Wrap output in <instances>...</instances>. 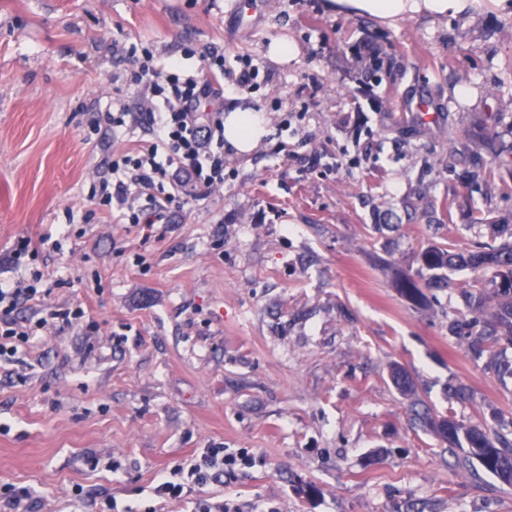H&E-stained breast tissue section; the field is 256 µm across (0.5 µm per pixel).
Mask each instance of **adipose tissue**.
Returning <instances> with one entry per match:
<instances>
[{
	"label": "adipose tissue",
	"instance_id": "adipose-tissue-1",
	"mask_svg": "<svg viewBox=\"0 0 512 512\" xmlns=\"http://www.w3.org/2000/svg\"><path fill=\"white\" fill-rule=\"evenodd\" d=\"M477 0H330L349 16H370L385 23L416 15L442 16L475 7ZM266 122L257 112L236 109L224 116V139L238 153L251 152L266 136Z\"/></svg>",
	"mask_w": 512,
	"mask_h": 512
}]
</instances>
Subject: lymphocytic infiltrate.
I'll list each match as a JSON object with an SVG mask.
<instances>
[{"instance_id":"lymphocytic-infiltrate-1","label":"lymphocytic infiltrate","mask_w":512,"mask_h":512,"mask_svg":"<svg viewBox=\"0 0 512 512\" xmlns=\"http://www.w3.org/2000/svg\"><path fill=\"white\" fill-rule=\"evenodd\" d=\"M201 66L186 72L182 63L158 61L142 50L130 86L148 102L144 139L134 147L112 154L111 177L99 180L89 191L90 200L108 206L117 224H159L169 202L177 196L198 197L224 183V57L218 53L194 54ZM36 285L23 280L0 281V356L14 355L19 346L43 329L48 320L72 324L81 309L55 310L30 325L18 324L11 314L20 299H36ZM227 462L220 451L204 454L186 465H175L173 479L161 481L159 497H180L187 484H201L223 470Z\"/></svg>"}]
</instances>
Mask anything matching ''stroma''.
Here are the masks:
<instances>
[{"label":"stroma","instance_id":"obj_1","mask_svg":"<svg viewBox=\"0 0 512 512\" xmlns=\"http://www.w3.org/2000/svg\"><path fill=\"white\" fill-rule=\"evenodd\" d=\"M236 2L0 0V258L70 226L28 258L48 291L13 316L85 311L0 359V493L29 490L17 512H512L436 428L512 426V345L478 357L451 329L492 271L450 270L421 304L398 291L422 248L512 244V12L387 25L259 0L244 21ZM134 45L223 53L225 110L270 121L251 154L225 149L223 186L150 227L86 200L106 113L145 109ZM240 56L258 87L235 86ZM208 448L235 464L156 497Z\"/></svg>","mask_w":512,"mask_h":512}]
</instances>
